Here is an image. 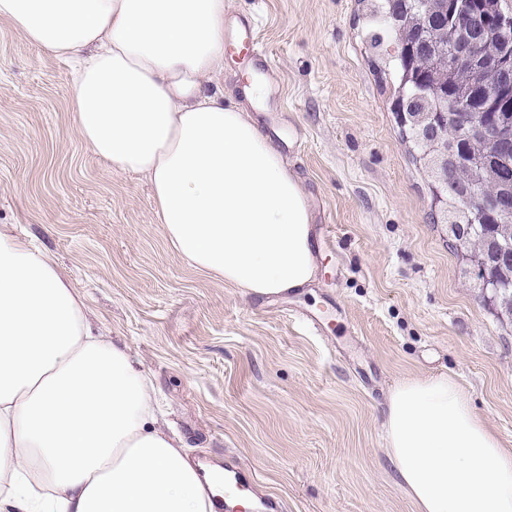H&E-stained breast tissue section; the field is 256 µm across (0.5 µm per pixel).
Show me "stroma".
Segmentation results:
<instances>
[{
  "label": "stroma",
  "instance_id": "35a3bbf8",
  "mask_svg": "<svg viewBox=\"0 0 512 512\" xmlns=\"http://www.w3.org/2000/svg\"><path fill=\"white\" fill-rule=\"evenodd\" d=\"M274 61L256 113L313 201L315 280L256 298L167 243L143 176L78 138L71 68L0 22V225L49 252L155 382L191 459L250 469L282 512H415L388 393L449 373L512 448V322L483 299L394 112L358 0H226ZM323 319L321 331L305 321Z\"/></svg>",
  "mask_w": 512,
  "mask_h": 512
}]
</instances>
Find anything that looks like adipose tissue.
Wrapping results in <instances>:
<instances>
[{"label":"adipose tissue","mask_w":512,"mask_h":512,"mask_svg":"<svg viewBox=\"0 0 512 512\" xmlns=\"http://www.w3.org/2000/svg\"><path fill=\"white\" fill-rule=\"evenodd\" d=\"M225 0H0V21L72 64L76 132L145 176L186 262L258 297L318 269L312 205L250 112L225 104ZM387 456L416 512H512V450L452 375L385 408ZM127 345L94 333L53 258L0 225V512H213Z\"/></svg>","instance_id":"obj_1"}]
</instances>
